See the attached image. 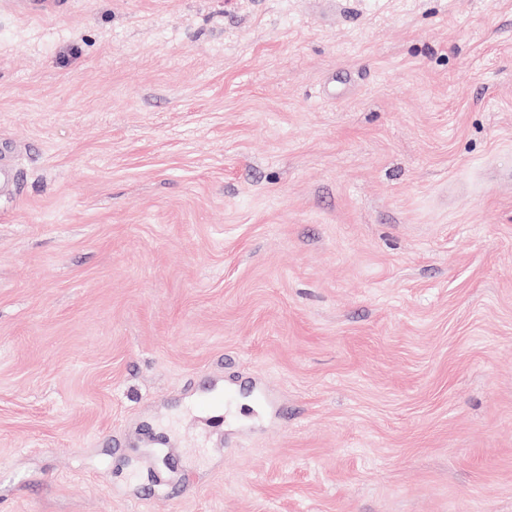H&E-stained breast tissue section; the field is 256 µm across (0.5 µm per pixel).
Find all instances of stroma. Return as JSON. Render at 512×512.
I'll return each instance as SVG.
<instances>
[{
  "instance_id": "stroma-1",
  "label": "stroma",
  "mask_w": 512,
  "mask_h": 512,
  "mask_svg": "<svg viewBox=\"0 0 512 512\" xmlns=\"http://www.w3.org/2000/svg\"><path fill=\"white\" fill-rule=\"evenodd\" d=\"M0 512H512V0H0Z\"/></svg>"
}]
</instances>
